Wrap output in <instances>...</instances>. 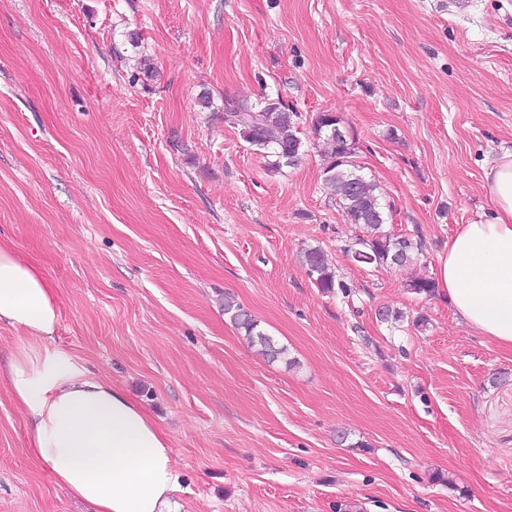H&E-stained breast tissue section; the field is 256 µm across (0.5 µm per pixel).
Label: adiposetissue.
<instances>
[{"instance_id":"adipose-tissue-1","label":"adipose tissue","mask_w":512,"mask_h":512,"mask_svg":"<svg viewBox=\"0 0 512 512\" xmlns=\"http://www.w3.org/2000/svg\"><path fill=\"white\" fill-rule=\"evenodd\" d=\"M487 179L497 216L461 226L440 280L464 325L512 351V153ZM60 309L40 267L0 242V325L19 334L0 379L26 420L28 452L92 512H172L179 476L167 439L140 404L56 344Z\"/></svg>"}]
</instances>
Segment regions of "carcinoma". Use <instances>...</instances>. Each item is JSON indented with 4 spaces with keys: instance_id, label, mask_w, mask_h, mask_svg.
Here are the masks:
<instances>
[{
    "instance_id": "carcinoma-1",
    "label": "carcinoma",
    "mask_w": 512,
    "mask_h": 512,
    "mask_svg": "<svg viewBox=\"0 0 512 512\" xmlns=\"http://www.w3.org/2000/svg\"><path fill=\"white\" fill-rule=\"evenodd\" d=\"M234 112L224 123L238 128L245 140L274 158L272 167H292L300 159L303 141L300 137L301 113L284 100L265 96L256 103L246 100L224 99ZM342 118L330 111L317 112L310 119L314 137L322 139L329 147L322 169V186L326 195L335 201L348 223L360 225L366 235L354 239L346 249L350 260L374 266L404 267L413 262L421 243L405 236H395L383 230L387 223L384 207L380 203L378 185L361 174L355 140H336L335 126ZM362 253L363 259L355 257ZM304 262L310 277L326 294L341 291L346 294L350 286L336 279L335 271L328 264L324 252L311 248L304 253ZM411 293L432 297L436 292L435 281L428 276H418L407 283ZM224 314L248 344L258 348L270 363L286 359L287 347L278 344L273 337L259 328L258 321L233 298L224 297Z\"/></svg>"
}]
</instances>
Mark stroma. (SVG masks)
Returning <instances> with one entry per match:
<instances>
[{"label": "stroma", "mask_w": 512, "mask_h": 512, "mask_svg": "<svg viewBox=\"0 0 512 512\" xmlns=\"http://www.w3.org/2000/svg\"><path fill=\"white\" fill-rule=\"evenodd\" d=\"M266 94L303 116L296 166L217 117ZM324 110L416 264L345 255L362 229L321 188ZM506 153L512 0H0V241L60 289L57 344L166 435L178 512H512V351L407 288L494 219ZM314 247L349 295L313 283ZM228 293L289 363L248 345ZM0 512H88L1 381Z\"/></svg>", "instance_id": "1"}]
</instances>
